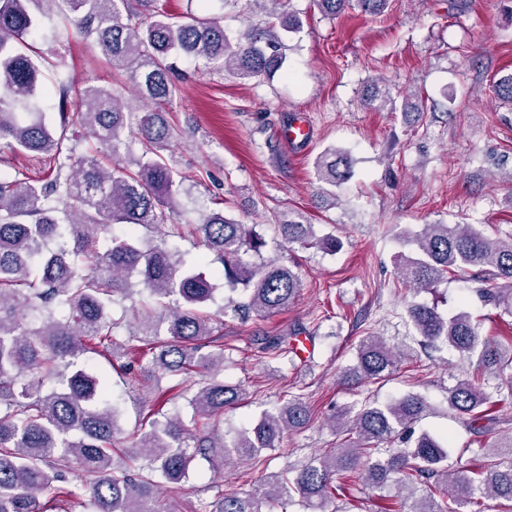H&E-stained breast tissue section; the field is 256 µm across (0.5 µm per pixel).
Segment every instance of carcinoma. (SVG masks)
<instances>
[{
  "mask_svg": "<svg viewBox=\"0 0 512 512\" xmlns=\"http://www.w3.org/2000/svg\"><path fill=\"white\" fill-rule=\"evenodd\" d=\"M250 2L269 20L233 42L223 17L188 13L174 21L156 0H0V153L28 152L52 163L50 179L42 184L0 176V512H51L62 499L88 505L89 512H147L162 483L195 493L185 483L196 457L257 466L264 462L263 451L279 447L285 432L309 420L310 411L299 400L263 412L249 429L215 434L194 432L177 413L153 418L137 445L146 464L132 470L114 458L119 411L109 400L106 378L75 363L93 349L121 360L126 375L170 372L188 380L200 374L202 380L189 387L188 404L194 421L214 424L245 392L219 378L224 348L204 351L214 343L212 318L204 308L221 286L240 294L239 300L228 298L224 308L244 318L283 311L298 292V272L276 258H262L267 242L257 225L240 224L222 210L201 212L193 225L211 255L209 263L219 265L211 275L164 244L141 250L134 234L138 227L162 230L185 192L164 117L165 105L178 93L173 58L201 60L241 79L271 77L283 69L282 33L298 31L302 21L296 12L282 11L283 0ZM354 2L372 13L388 5L387 0H316L327 16ZM41 3L93 39L113 78L134 88V103L105 87L70 82L59 88V125L46 120L41 68L27 42L41 28L31 10ZM363 102L383 110L395 97L388 85L375 84ZM71 123L83 128L93 148L77 154L65 144ZM132 142L140 144L139 155L113 164L101 160L100 153L117 156ZM315 169L321 183L334 187L351 177L352 163L327 150L316 158ZM271 223L289 245L327 252L342 247L332 235L317 236L300 213L275 212ZM112 224L128 225L129 234L98 249V234ZM415 244V254L398 263L410 288L427 290L450 272L478 268L483 301L512 313V236L491 238L472 224H426ZM503 282L511 287H500ZM138 286L165 308L138 316L137 335L152 354L148 366L117 341L112 321L116 298H133ZM407 317L425 349L446 346L466 358L476 354L484 368L505 364L501 344L480 337L465 310L443 316L412 303ZM404 357V350L369 336L359 345L350 376L384 380ZM448 403L461 417L487 421L477 428L481 433L495 423V401L479 372L448 389ZM424 412L423 397L414 393L345 407L331 423L354 432V441L293 475L284 470L271 476L246 496L226 490L211 509L197 512L285 510L296 497L313 512H326L342 490L336 477L359 470L376 486L411 485L405 512H459L470 504L482 512L477 492L511 508L512 436L489 445L482 466L461 470L450 462L448 439L420 429ZM58 458L80 471L79 484L70 486L57 470ZM438 489L448 497L446 508L435 498ZM46 491L52 497L42 503Z\"/></svg>",
  "mask_w": 512,
  "mask_h": 512,
  "instance_id": "1",
  "label": "carcinoma"
}]
</instances>
